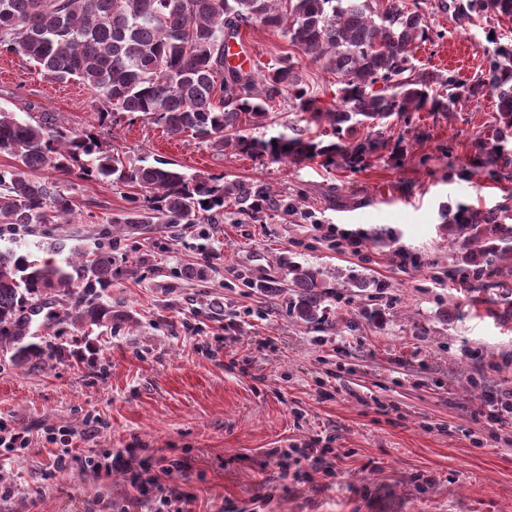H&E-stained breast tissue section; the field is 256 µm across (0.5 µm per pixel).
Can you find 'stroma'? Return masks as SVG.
I'll return each mask as SVG.
<instances>
[{"label": "stroma", "instance_id": "obj_1", "mask_svg": "<svg viewBox=\"0 0 512 512\" xmlns=\"http://www.w3.org/2000/svg\"><path fill=\"white\" fill-rule=\"evenodd\" d=\"M441 39L416 51L418 65L473 77L487 33L512 40V21L480 24L432 5ZM0 108L23 121L43 118L75 131L96 123L93 95L77 79L56 81L25 57L0 55ZM493 95L442 116L391 122L388 151L350 171L311 162L218 154L138 119L106 127L131 162L160 159L189 175L261 180L295 215L258 218L224 211L217 224H156L116 234L124 187L80 171L56 179L76 203L70 223L0 234V249L62 264L113 251L130 262L101 304L124 312L113 328L46 323L36 341L50 354L14 365L0 352V423L27 430L21 452L0 447V512H141L140 493L118 471L92 473L81 456L138 449L150 473L180 461L172 487L190 493L184 512H512V424L488 417L491 395L512 389V276L485 272L463 283L442 206L512 208V166L473 172L476 139L495 129ZM427 131L417 140L419 131ZM362 254L331 249L342 236ZM412 257L402 266L395 251ZM209 261L208 280L182 270ZM320 272L331 295L325 322L304 324L285 294L245 286L280 281L289 264ZM100 422L83 437L86 416ZM70 430L66 470L50 434ZM291 461L281 475L269 456ZM300 448L332 449V472L297 460Z\"/></svg>", "mask_w": 512, "mask_h": 512}]
</instances>
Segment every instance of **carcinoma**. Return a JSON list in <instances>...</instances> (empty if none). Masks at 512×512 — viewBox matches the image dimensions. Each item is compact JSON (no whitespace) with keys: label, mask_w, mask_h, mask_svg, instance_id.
I'll list each match as a JSON object with an SVG mask.
<instances>
[{"label":"carcinoma","mask_w":512,"mask_h":512,"mask_svg":"<svg viewBox=\"0 0 512 512\" xmlns=\"http://www.w3.org/2000/svg\"><path fill=\"white\" fill-rule=\"evenodd\" d=\"M448 8L467 20L484 14L512 19V0H451ZM279 30L292 47L336 76L339 103L314 107L288 55L265 72L234 65L230 45L245 29ZM440 37L423 9L403 0H0V53L20 54L45 76L76 78L94 95L98 125L119 115L140 117L170 136L185 133L217 153L247 155L292 165L317 161L350 170L368 165L384 148L391 118L409 123L422 110L448 116L463 99H497L493 143L477 140L478 155L493 167L508 163L512 149V44L486 53L485 65L468 80L455 72L419 68L415 50ZM310 113V122L331 132L311 135L288 127L269 138L248 136L241 124L265 126L280 99ZM366 135L353 142L340 132ZM0 151L13 163L0 168V229L69 221L75 203L54 171L81 174L130 189L127 228L154 224H205L232 205L253 217L266 210L295 211L260 181L224 182V176H189L172 163L126 164L121 151L95 131L77 132L51 119L24 122L0 109ZM441 218L458 246V262L481 273L498 271L512 256V224L497 210L442 206ZM287 286L269 281L266 293L289 291L290 311L305 324L324 320L326 292L315 270L288 269ZM120 265L110 252L60 266H41L13 249L0 250V348L23 365L45 354L27 340L33 317L104 327L125 315L97 302L112 287ZM66 302L48 311L53 298Z\"/></svg>","instance_id":"carcinoma-1"}]
</instances>
